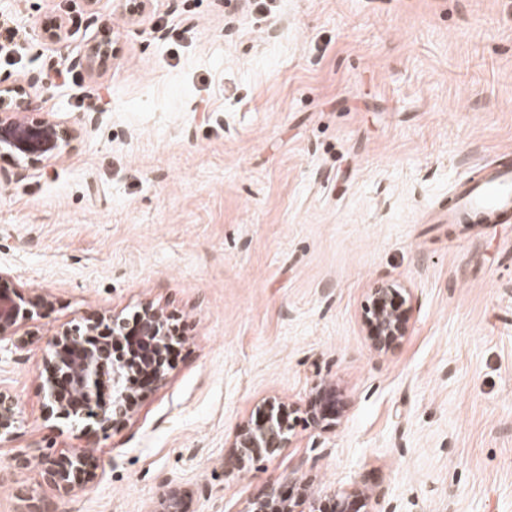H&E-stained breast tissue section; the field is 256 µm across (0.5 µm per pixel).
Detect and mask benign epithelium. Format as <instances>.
<instances>
[{
  "label": "benign epithelium",
  "mask_w": 512,
  "mask_h": 512,
  "mask_svg": "<svg viewBox=\"0 0 512 512\" xmlns=\"http://www.w3.org/2000/svg\"><path fill=\"white\" fill-rule=\"evenodd\" d=\"M112 61L111 41L94 43L88 53L73 58L68 67H81L90 72L103 69ZM41 81L35 75L23 84L0 82V152L17 158L23 168L36 167L61 158L73 148L74 133L48 117L31 119L29 89ZM410 292L397 281L376 284L370 289L363 311L371 346L386 353L400 344L410 329ZM45 300L40 295L25 298L18 292L0 289V354L13 353L25 347L21 331L25 323L41 315ZM129 325L126 318L114 315L107 319H84L57 329L47 342L44 355L45 376L42 386L47 394L45 420L65 419L77 424L91 421L101 429H114L131 415L136 399L128 380L137 371L150 383L160 386L169 376L166 353L173 341L182 339L171 325L166 308L148 301ZM115 340L136 336L141 348L136 356L115 358L111 345L102 339L91 345L88 337L96 335L100 326ZM343 407L336 390L316 382L303 404L285 402L271 396L256 407L255 414L242 422L229 443V455L237 469L249 472L261 460L271 461L290 447L294 437L293 415L301 414L315 429L328 431L343 417ZM19 425L16 398L0 390V446L10 441ZM47 479L62 499L76 488V477L97 468L95 461L82 448L68 454L39 458ZM272 488L262 498L249 502L244 512H372L364 507L372 500L363 488L338 495L320 496L302 489L297 497H280ZM152 512H188L185 494L169 482L161 484Z\"/></svg>",
  "instance_id": "1"
}]
</instances>
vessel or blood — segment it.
Wrapping results in <instances>:
<instances>
[{"label":"vessel or blood","instance_id":"vessel-or-blood-1","mask_svg":"<svg viewBox=\"0 0 512 512\" xmlns=\"http://www.w3.org/2000/svg\"><path fill=\"white\" fill-rule=\"evenodd\" d=\"M512 220V166L487 165L474 179L457 183L448 206L452 224H503Z\"/></svg>","mask_w":512,"mask_h":512}]
</instances>
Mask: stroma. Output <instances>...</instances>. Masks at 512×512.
Here are the masks:
<instances>
[{
    "label": "stroma",
    "instance_id": "obj_1",
    "mask_svg": "<svg viewBox=\"0 0 512 512\" xmlns=\"http://www.w3.org/2000/svg\"><path fill=\"white\" fill-rule=\"evenodd\" d=\"M24 34L0 80L84 55L34 94L77 133L61 160L0 155V286L44 297L0 362L22 419L0 447V512H151L164 481L190 512L368 488L378 512H512V223L450 224L457 180L512 164V0H0ZM66 18L62 41L36 33ZM411 290L387 353L370 288ZM175 314L163 385L137 383L117 430L44 419L47 340L63 324ZM336 389L344 415L300 423L278 458L228 453L262 399ZM80 446L101 465L60 500L37 457ZM26 451L34 462L15 468ZM112 40L94 43L83 57H74L68 64L69 68L81 67L90 72L103 69L112 61Z\"/></svg>",
    "mask_w": 512,
    "mask_h": 512
}]
</instances>
